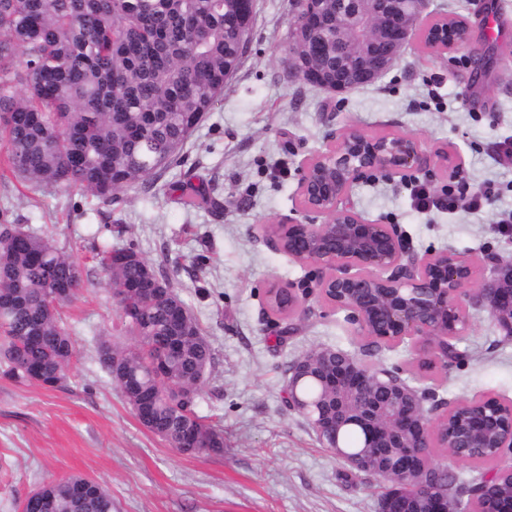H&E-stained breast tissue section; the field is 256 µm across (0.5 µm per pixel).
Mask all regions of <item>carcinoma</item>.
Segmentation results:
<instances>
[{"label":"carcinoma","mask_w":512,"mask_h":512,"mask_svg":"<svg viewBox=\"0 0 512 512\" xmlns=\"http://www.w3.org/2000/svg\"><path fill=\"white\" fill-rule=\"evenodd\" d=\"M237 0H0V142L13 175L33 192L79 190L105 206L117 192L145 185L175 164L202 118L213 110L239 68ZM100 251L101 285L114 298L137 307L136 322H123L131 349L99 347V362L112 374V355L127 362L120 388L128 404L149 393L166 440L178 447L196 431L203 438L192 453L220 452L224 431L195 412L205 380L189 381L211 364L212 353L198 323L171 320V306L185 303L166 279L163 296L129 288L142 266L112 265ZM84 286L80 264L49 231L36 233L0 215V353L3 376L16 383L55 387L75 357L60 309ZM173 336L180 353L158 346ZM161 363L168 376L156 379ZM371 448L362 475L377 481L392 512H411L429 494L448 496L453 512L469 505L474 484L431 459L426 448L416 467L395 478L377 465ZM86 487L74 496L77 485ZM497 512H512V478L497 471L480 481ZM39 491L54 507L32 512H112V493L102 484L72 476L50 481Z\"/></svg>","instance_id":"1"}]
</instances>
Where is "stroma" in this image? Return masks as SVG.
Returning a JSON list of instances; mask_svg holds the SVG:
<instances>
[{"label":"stroma","mask_w":512,"mask_h":512,"mask_svg":"<svg viewBox=\"0 0 512 512\" xmlns=\"http://www.w3.org/2000/svg\"><path fill=\"white\" fill-rule=\"evenodd\" d=\"M432 18L468 20L487 67L472 84L465 57L410 46L372 85L336 96L291 78L283 58L293 0H257L250 44L215 108L188 138L181 162L153 184L104 206L81 191L32 194L5 176L0 147V213L35 231L52 230L80 264L85 287L64 307L77 356L56 387L0 377V512H21L51 480L82 476L112 492V512H380L379 498L325 448L286 401V370L329 347L399 373L435 400L455 405L484 396L512 403V341L475 294L465 299L467 331L450 367L419 365L408 340L365 346L346 312L312 294L296 330L276 339L267 308L271 284L315 285L320 265L276 250L266 223L291 217L303 161L350 127L422 141L433 161L405 177L356 183L349 206L391 224L411 253L452 252L479 276L512 262V233L497 219L512 209V0H428ZM424 183L436 208L418 212L407 185ZM494 183L498 196L476 211L442 204L450 181ZM133 245L184 301L213 359L196 411L224 429L220 453L189 455L145 429L98 360L101 343L131 346L110 289L100 283L96 246Z\"/></svg>","instance_id":"obj_1"}]
</instances>
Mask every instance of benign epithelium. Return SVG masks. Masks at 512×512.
<instances>
[{
  "label": "benign epithelium",
  "mask_w": 512,
  "mask_h": 512,
  "mask_svg": "<svg viewBox=\"0 0 512 512\" xmlns=\"http://www.w3.org/2000/svg\"><path fill=\"white\" fill-rule=\"evenodd\" d=\"M309 8L291 29L285 61L292 76L302 82H325L327 91L343 94L350 82L371 84L380 80L400 60L413 39L432 52H462L467 33L433 21L425 8H412L407 0H351L331 17L324 0H306ZM376 22L374 37L363 50L344 55L339 48L345 34L365 20ZM336 58V73L344 81L330 84V70L315 66V60ZM427 161L423 143L405 135H369L356 128L346 129L325 151L305 160L297 186L300 209L323 217L320 224L278 221L279 236L272 238L293 259L315 263L328 270L319 278L320 296L337 310L349 312L360 330L372 329L383 341L401 343L419 340L431 351L425 367L448 361L452 341L469 325L461 297L476 278L475 263L455 253L413 256L403 238L388 224L363 219L347 204L349 192L358 180L375 172L402 175ZM270 297L288 296L281 306L292 313L301 306L305 293L277 285ZM479 297L485 302L496 328L512 339V263L498 264L484 280ZM336 359V369L323 374L305 355L288 372L290 408L306 405L297 389L314 378L328 392L336 390V405L328 410L317 406L313 428L325 447L353 469L360 457L345 450L339 432L355 426L366 432L369 447L399 448L408 459L422 448H482L493 442L498 458L512 460V406L496 401L499 411L483 414L467 427L448 435L438 432L458 406L436 415L425 409L431 394L400 376L369 367L350 353L325 348ZM141 425L161 434L155 427L154 406L145 400L135 408Z\"/></svg>",
  "instance_id": "benign-epithelium-1"
}]
</instances>
